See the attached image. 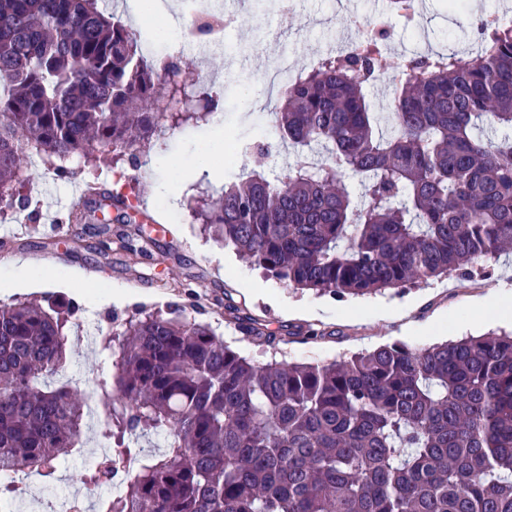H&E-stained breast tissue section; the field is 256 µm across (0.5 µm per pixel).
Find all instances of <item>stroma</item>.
I'll use <instances>...</instances> for the list:
<instances>
[{
  "label": "stroma",
  "instance_id": "stroma-1",
  "mask_svg": "<svg viewBox=\"0 0 512 512\" xmlns=\"http://www.w3.org/2000/svg\"><path fill=\"white\" fill-rule=\"evenodd\" d=\"M235 19L229 44L216 45L206 55L190 49L193 78L214 86L219 94L215 116L224 125V139L212 146L207 123H187L166 130L152 139V168L135 167L130 157L84 165L75 159L72 177L60 178L31 157L20 175L25 190L43 193L36 206L35 220L11 213L0 217V253H11L13 260L41 256L56 266V254L67 257L66 270L89 271V281L101 286L125 289L126 300L92 307L81 301L83 313L97 319L100 334L96 342H72L67 376L80 391L94 388L106 370L107 341L121 329L122 321L138 310L167 311L171 305L185 306L198 320L207 322L228 345L255 363L287 360L322 364L352 353L371 350L394 341L410 345L436 343V336H415L399 324L371 319L369 310L378 304L397 307L416 305L420 320L436 315L450 318L448 339L479 336L492 329L490 320L476 317L470 310L473 298L512 295V255L494 262V276H448L408 286L404 292L337 302L311 291H295L287 284L265 276L260 269L241 259L234 248L215 243L203 230L200 210L207 200L224 189L226 179L254 170L265 172L273 181L284 180L295 157L288 144L274 142L271 153L258 159L251 153H232L237 142L262 140L264 131L273 129L275 97L263 91L259 79L280 53H288L294 69L309 66L320 55L340 50L355 34L352 19L376 18L382 12L379 0H357L342 8L338 0H292L288 12H280L274 0H231L225 7ZM495 10L512 11V0H464L457 12H449L448 0H419L414 22L385 14V46L391 56L413 52H457L469 55L478 38L472 27L476 17ZM234 81H226L227 73ZM211 149L219 179L195 175L191 163L202 149ZM121 187L134 209L141 214L160 216L164 229L153 240L135 232L136 224L113 215L111 235H103L93 218L59 230L61 209L51 201L75 200L87 183ZM234 303L243 312L267 321L271 330L292 327L295 334L277 346L249 341L238 323L229 319L225 306ZM306 307H316L320 317L303 315ZM318 331L306 338L307 329ZM106 440L97 426H90L81 447L74 449L64 463L66 481L45 480V492L59 496L82 489L81 476L93 465V456Z\"/></svg>",
  "mask_w": 512,
  "mask_h": 512
}]
</instances>
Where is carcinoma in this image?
Returning <instances> with one entry per match:
<instances>
[{
  "mask_svg": "<svg viewBox=\"0 0 512 512\" xmlns=\"http://www.w3.org/2000/svg\"><path fill=\"white\" fill-rule=\"evenodd\" d=\"M480 50L416 52L388 111L384 33L329 54L279 90V139L297 151L280 184L253 171L224 185L205 231L266 274L335 300L473 273L512 250V24L480 18ZM154 66L106 0H0V191L24 206L36 155L59 177L79 154L120 158L158 131L203 120L209 86ZM361 193L354 196L349 178ZM78 308L0 305V498L16 479L54 477L78 447L83 407L49 378L66 367ZM244 334L268 325L229 304ZM99 380L112 451L86 473L123 491L98 512H512V332L412 347L392 342L326 364H255L175 306L142 310L113 337ZM163 435L146 453L138 439Z\"/></svg>",
  "mask_w": 512,
  "mask_h": 512,
  "instance_id": "carcinoma-1",
  "label": "carcinoma"
}]
</instances>
